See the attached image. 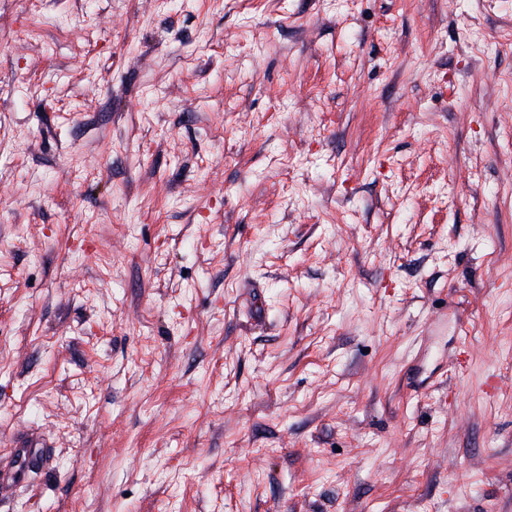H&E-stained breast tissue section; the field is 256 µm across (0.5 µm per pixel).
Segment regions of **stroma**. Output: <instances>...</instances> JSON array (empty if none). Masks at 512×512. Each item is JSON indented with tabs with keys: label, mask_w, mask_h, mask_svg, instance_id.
<instances>
[{
	"label": "stroma",
	"mask_w": 512,
	"mask_h": 512,
	"mask_svg": "<svg viewBox=\"0 0 512 512\" xmlns=\"http://www.w3.org/2000/svg\"><path fill=\"white\" fill-rule=\"evenodd\" d=\"M0 512H512V0H0ZM14 448L0 460V497L12 492L33 473L42 471L47 465L45 448L32 441H16Z\"/></svg>",
	"instance_id": "stroma-1"
}]
</instances>
